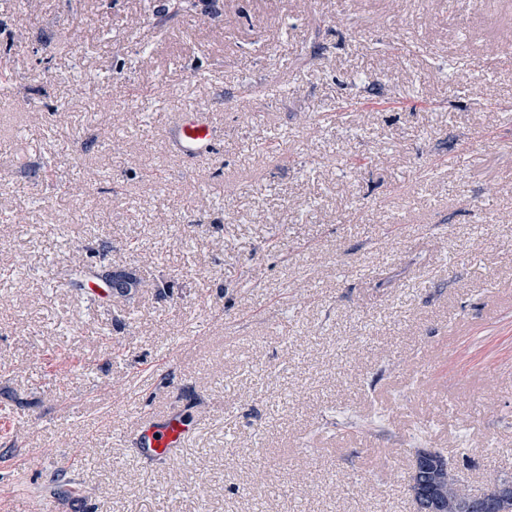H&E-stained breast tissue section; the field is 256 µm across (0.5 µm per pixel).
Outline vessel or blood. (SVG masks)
<instances>
[{
  "label": "vessel or blood",
  "mask_w": 512,
  "mask_h": 512,
  "mask_svg": "<svg viewBox=\"0 0 512 512\" xmlns=\"http://www.w3.org/2000/svg\"><path fill=\"white\" fill-rule=\"evenodd\" d=\"M217 130L212 112L202 106L179 108L165 131L164 148L185 159L204 160L216 152ZM196 419L169 411L135 416L133 436L145 461L177 457L193 433Z\"/></svg>",
  "instance_id": "obj_1"
}]
</instances>
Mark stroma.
<instances>
[{"label": "stroma", "instance_id": "stroma-1", "mask_svg": "<svg viewBox=\"0 0 512 512\" xmlns=\"http://www.w3.org/2000/svg\"><path fill=\"white\" fill-rule=\"evenodd\" d=\"M507 27L512 0H0V512H411L422 443L512 476ZM178 104L215 159L162 151ZM37 128L54 165L15 172ZM77 260L142 291L97 307L52 279ZM127 404L200 420L147 465Z\"/></svg>", "mask_w": 512, "mask_h": 512}]
</instances>
